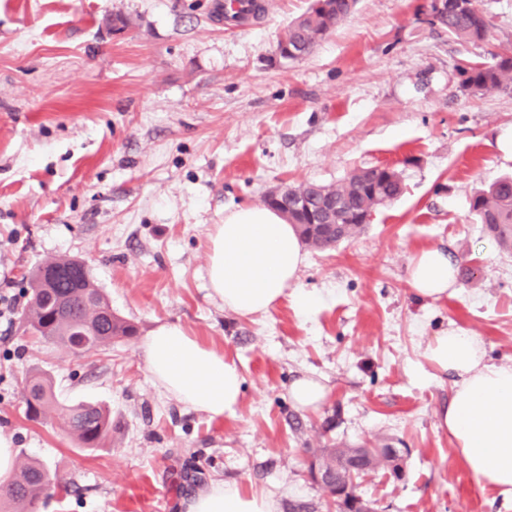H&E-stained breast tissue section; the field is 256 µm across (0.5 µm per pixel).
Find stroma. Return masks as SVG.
Returning <instances> with one entry per match:
<instances>
[{
  "label": "stroma",
  "mask_w": 512,
  "mask_h": 512,
  "mask_svg": "<svg viewBox=\"0 0 512 512\" xmlns=\"http://www.w3.org/2000/svg\"><path fill=\"white\" fill-rule=\"evenodd\" d=\"M223 2L0 0V295L20 299L0 322V435L60 478L38 512H185L218 480L272 494L278 512H336L306 477L311 452L336 444L404 449L402 479L379 470L357 489L374 512H512L439 428L450 383L423 357L462 327L512 363V252L470 210L478 188L512 174L500 147L512 94L462 93L456 71L512 45V0H479L491 30L478 45L431 24L429 0H358L294 62L278 36L310 0H260L234 24ZM373 166L399 171L404 190L361 234L307 250L294 286L317 308L285 300L241 318L210 297L208 234L225 210ZM430 247L458 267L453 296L411 291L410 262ZM54 259L83 262L136 336L81 357L36 339L29 279ZM162 322L232 355L234 412L213 419L157 389L143 341ZM35 371L61 403L110 412L106 447L28 418ZM302 374L329 387L318 409L290 397Z\"/></svg>",
  "instance_id": "35a3bbf8"
}]
</instances>
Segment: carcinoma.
Returning <instances> with one entry per match:
<instances>
[{"label": "carcinoma", "instance_id": "obj_1", "mask_svg": "<svg viewBox=\"0 0 512 512\" xmlns=\"http://www.w3.org/2000/svg\"><path fill=\"white\" fill-rule=\"evenodd\" d=\"M334 7L307 10L290 22L277 41L310 55L354 11L356 0H330ZM436 23L448 35L472 44L484 42L490 23L478 0H448V13ZM459 88L466 93H512V52L494 55L483 64L463 61L457 65ZM403 191L398 171L392 168H357L335 185L303 182L288 187L276 198L264 196V203L292 224L302 243L318 250L329 249L364 230L370 214L396 199ZM470 207L498 246L512 249V175L503 176L472 197ZM27 324L40 339L66 346L79 356L108 344L114 338L135 333V327L109 312L103 293L91 282L82 264L54 259L37 268L31 276V297ZM25 403L31 419L55 415L65 421L70 434L83 448H102L112 437V417L95 405L60 404L51 379L35 372L26 380ZM353 448H322L317 462L332 480L353 484L361 476L387 468L383 448H368L358 462L348 466ZM45 466L22 460L10 481L0 485V512H27L36 508L46 489Z\"/></svg>", "mask_w": 512, "mask_h": 512}]
</instances>
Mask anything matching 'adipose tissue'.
Instances as JSON below:
<instances>
[{"instance_id": "adipose-tissue-1", "label": "adipose tissue", "mask_w": 512, "mask_h": 512, "mask_svg": "<svg viewBox=\"0 0 512 512\" xmlns=\"http://www.w3.org/2000/svg\"><path fill=\"white\" fill-rule=\"evenodd\" d=\"M305 260L293 226L264 206L228 211L209 234L210 289L242 318L269 313L285 298L300 312L314 309L319 297L293 287ZM456 279L457 266L441 249L422 250L411 262L409 283L421 298L451 296ZM145 355L159 391L186 408L215 418L238 406L243 376L235 360L182 325L158 324ZM424 358L439 375L453 377L440 429L480 490L512 502V364L491 362L482 339L460 327L434 337ZM187 512H277V504L270 494L219 480L194 494Z\"/></svg>"}]
</instances>
